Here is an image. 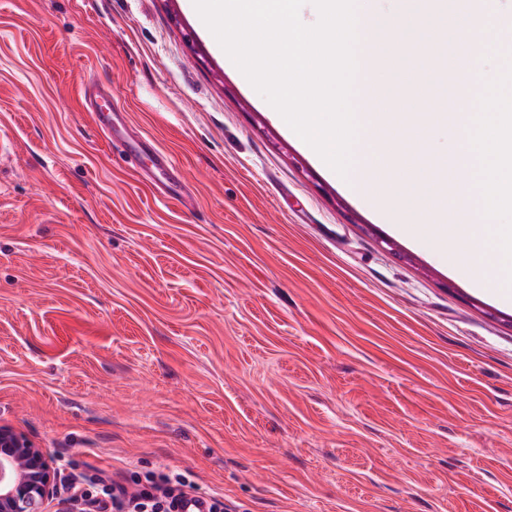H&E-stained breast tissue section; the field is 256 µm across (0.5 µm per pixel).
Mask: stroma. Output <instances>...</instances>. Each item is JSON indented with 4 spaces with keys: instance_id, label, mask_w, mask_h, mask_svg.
Returning a JSON list of instances; mask_svg holds the SVG:
<instances>
[{
    "instance_id": "stroma-1",
    "label": "stroma",
    "mask_w": 512,
    "mask_h": 512,
    "mask_svg": "<svg viewBox=\"0 0 512 512\" xmlns=\"http://www.w3.org/2000/svg\"><path fill=\"white\" fill-rule=\"evenodd\" d=\"M89 72L182 203L94 127ZM465 262L330 173L186 0H0V422L83 512L169 471L231 512H512V305Z\"/></svg>"
}]
</instances>
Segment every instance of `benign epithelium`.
<instances>
[{
    "label": "benign epithelium",
    "mask_w": 512,
    "mask_h": 512,
    "mask_svg": "<svg viewBox=\"0 0 512 512\" xmlns=\"http://www.w3.org/2000/svg\"><path fill=\"white\" fill-rule=\"evenodd\" d=\"M55 460L27 434L0 424V512H50L59 498Z\"/></svg>",
    "instance_id": "obj_1"
}]
</instances>
